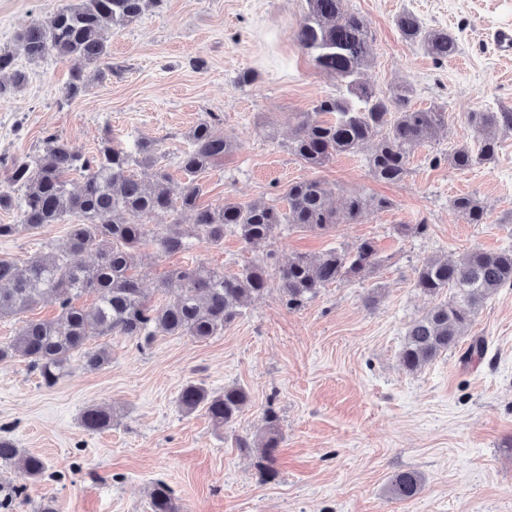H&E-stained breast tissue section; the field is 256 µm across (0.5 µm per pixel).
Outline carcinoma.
<instances>
[{
	"instance_id": "cac0c4a2",
	"label": "carcinoma",
	"mask_w": 512,
	"mask_h": 512,
	"mask_svg": "<svg viewBox=\"0 0 512 512\" xmlns=\"http://www.w3.org/2000/svg\"><path fill=\"white\" fill-rule=\"evenodd\" d=\"M152 0H82L76 7L62 8L37 18L18 36L22 53L30 59L49 55L74 62L77 74L65 88L69 98L78 94L83 67L101 63L110 51L103 32L138 19ZM307 11L299 23L296 38L301 49L321 70L343 83L346 93L320 99L309 112L299 114L289 151L313 168H321L343 153H355L369 141L375 149L367 165L373 178L398 183L408 174L414 150L433 140L445 124L446 111L440 107L415 109L414 89L404 82L388 93L360 79L361 69L371 56L372 36L363 16L344 7L345 0H306ZM395 24L403 37L421 45L434 59L443 61L458 52L456 39L443 29L426 30L420 18L406 11ZM15 56L0 51V100L9 99L23 86L26 76L15 68ZM468 125L479 135L477 149L463 145L448 153L457 170H468L495 157L497 135L512 131V109H476L466 113ZM215 117L202 120L188 132L190 147L179 168L184 182L176 184L163 165L155 144L138 141L130 149L110 139L86 155L77 152L56 134L44 139L42 153L13 161L10 178L0 185V210H19L20 223L0 224V239L13 238L46 224L70 222L65 241L32 257L20 268L0 258V317L12 316L40 304H54L58 314L51 320H30L8 342L0 343V361L16 356L28 360L45 387L57 384L68 371L71 357L79 355L84 366L97 369L112 360L105 346L88 347L100 336H124L149 347L159 334L190 336L203 340L224 330L239 318L250 302L269 289L270 274L265 265L252 263L226 275L205 266L173 270L164 288L176 291L175 298L155 306L146 301L142 288L129 274L138 245L150 237L163 253L184 247L179 220L153 224L160 212L191 211L197 237L218 244L224 230L231 228L248 245L268 242L276 230L294 224L313 232L338 224H357L369 214L391 203L384 198L350 196L342 210L328 205L329 190L317 179H303L288 185L287 209L274 204H241L226 201L216 208L198 206L201 185L197 177L217 158L233 149L224 139ZM134 166L152 171V184L145 187L134 178ZM83 175L73 187L67 174ZM24 187L21 196L15 186ZM452 207L471 224L486 220L485 206L472 195H460ZM79 223H71V218ZM88 252L96 257L90 266L75 265L69 256ZM378 250L365 240L351 250L330 249L320 255L297 254L278 270L279 290L285 304L298 308L315 298L322 288L344 277H362L379 264ZM415 287L439 297L451 290L448 299L407 328L400 361L410 372L457 348L485 300L501 288L512 287V248L498 251L474 250L460 263L430 258L417 270ZM94 295L89 307L73 301ZM179 403L188 411L203 407L217 426L233 423L248 403L241 386H226L210 393L203 386L188 383L180 391ZM267 432L262 448L263 475L275 476L271 467L283 440L279 416L269 406L264 412ZM107 408L93 405L82 416L83 427L100 431L110 425ZM0 463L15 467L20 475L36 481L46 472L45 460L16 448L0 438ZM424 478L417 470L394 474L389 493L400 501L416 498ZM151 512H179L172 490L155 483L149 500Z\"/></svg>"
}]
</instances>
